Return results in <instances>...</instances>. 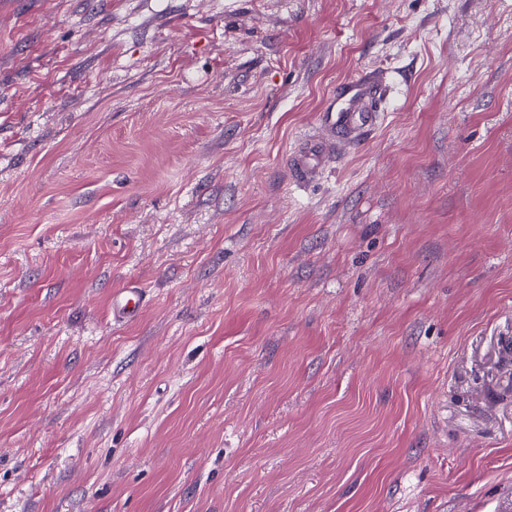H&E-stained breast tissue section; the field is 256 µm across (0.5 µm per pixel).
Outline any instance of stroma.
<instances>
[{
	"instance_id": "35a3bbf8",
	"label": "stroma",
	"mask_w": 512,
	"mask_h": 512,
	"mask_svg": "<svg viewBox=\"0 0 512 512\" xmlns=\"http://www.w3.org/2000/svg\"><path fill=\"white\" fill-rule=\"evenodd\" d=\"M511 504L512 0H0V512ZM376 112L372 109L366 110L365 112H330L327 115L326 120H328V124L330 126L331 132H336V130H340L345 133L351 134L357 126V121L361 123V125H365L367 127L374 124L376 121ZM331 138H318L303 153L292 159V165L296 175L302 178L303 173L317 167L323 157L329 152ZM145 299V289L136 283H130L112 296V315L130 320L138 315Z\"/></svg>"
}]
</instances>
